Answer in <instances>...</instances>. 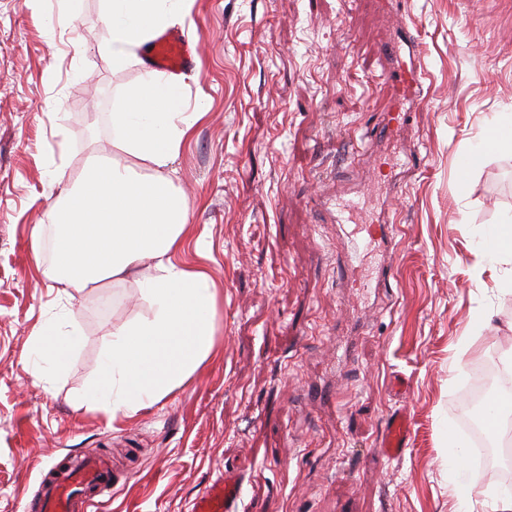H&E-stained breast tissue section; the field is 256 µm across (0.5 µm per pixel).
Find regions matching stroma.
Returning <instances> with one entry per match:
<instances>
[{
  "label": "stroma",
  "instance_id": "1",
  "mask_svg": "<svg viewBox=\"0 0 512 512\" xmlns=\"http://www.w3.org/2000/svg\"><path fill=\"white\" fill-rule=\"evenodd\" d=\"M402 7L421 84L398 102L378 48ZM104 14V0H81L75 17L60 0H0V512H22L45 464L85 455L112 463L100 512H189L228 466L245 475L240 512H454L444 437L465 433L470 371L498 361L512 375V265L476 249L512 212V156L462 167L512 111V0H187L179 27L201 61L183 76L186 109L205 115L172 178L206 230L184 259L219 290L216 353L114 422L78 396L113 327L151 314L132 283L83 291L81 342L51 391L27 359L59 310L31 228L91 155H112V114L141 73L113 70ZM394 107L418 160L392 195L386 163L355 172L351 158ZM340 178L361 196L359 222L382 206L398 226L382 297L340 278L336 216L321 206ZM481 311L491 327L474 328ZM331 387L333 406L318 399ZM400 408L411 438L390 459L382 425Z\"/></svg>",
  "mask_w": 512,
  "mask_h": 512
}]
</instances>
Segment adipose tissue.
<instances>
[{
    "label": "adipose tissue",
    "mask_w": 512,
    "mask_h": 512,
    "mask_svg": "<svg viewBox=\"0 0 512 512\" xmlns=\"http://www.w3.org/2000/svg\"><path fill=\"white\" fill-rule=\"evenodd\" d=\"M183 0H106L112 67L121 70L158 31L181 16ZM200 115L185 109L180 80L143 68L138 84L112 115V145L120 161H93L64 189L48 218L55 258L40 270L64 304L30 342L31 382L49 388L65 355L80 342L74 303L90 285L134 281L150 316L113 327L95 381L82 398L109 420L131 417L182 388L209 358L218 328V290L204 270L180 262L188 243L203 237L188 222V204L169 176ZM470 450L448 436L455 477L448 494L456 512H472Z\"/></svg>",
    "instance_id": "1"
}]
</instances>
